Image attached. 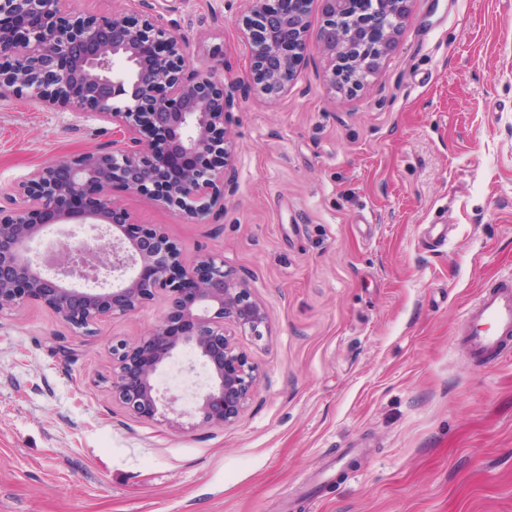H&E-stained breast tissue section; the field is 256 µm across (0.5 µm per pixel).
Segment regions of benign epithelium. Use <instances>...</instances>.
Listing matches in <instances>:
<instances>
[{
	"label": "benign epithelium",
	"mask_w": 512,
	"mask_h": 512,
	"mask_svg": "<svg viewBox=\"0 0 512 512\" xmlns=\"http://www.w3.org/2000/svg\"><path fill=\"white\" fill-rule=\"evenodd\" d=\"M323 23L311 33L315 3ZM241 18L251 56L247 81L273 100L286 93L310 39L330 58L329 82L350 91L387 57L412 0H246ZM220 63L197 67L188 45L147 12L95 14L75 0H0V100L24 95L48 110L91 112L113 124L112 146L35 171L21 197L0 205V315L50 310L78 336L156 300L166 314L143 336L112 350V399L153 420L177 396L155 385L185 349L207 368L199 424L234 422L257 369L233 336L260 338L265 307L221 256L184 259L159 226L137 225L112 204L120 184L205 223L224 210L226 115L241 80H213ZM54 224H90L106 250L86 265L66 250L50 264L31 244Z\"/></svg>",
	"instance_id": "benign-epithelium-1"
}]
</instances>
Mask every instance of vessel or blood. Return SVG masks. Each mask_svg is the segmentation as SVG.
<instances>
[{
  "label": "vessel or blood",
  "mask_w": 512,
  "mask_h": 512,
  "mask_svg": "<svg viewBox=\"0 0 512 512\" xmlns=\"http://www.w3.org/2000/svg\"><path fill=\"white\" fill-rule=\"evenodd\" d=\"M457 340L481 362H491L500 356L512 340V280L479 290L466 309Z\"/></svg>",
  "instance_id": "vessel-or-blood-1"
}]
</instances>
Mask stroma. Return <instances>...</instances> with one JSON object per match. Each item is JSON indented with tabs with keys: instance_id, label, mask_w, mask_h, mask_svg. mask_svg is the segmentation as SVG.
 I'll use <instances>...</instances> for the list:
<instances>
[{
	"instance_id": "35a3bbf8",
	"label": "stroma",
	"mask_w": 512,
	"mask_h": 512,
	"mask_svg": "<svg viewBox=\"0 0 512 512\" xmlns=\"http://www.w3.org/2000/svg\"><path fill=\"white\" fill-rule=\"evenodd\" d=\"M244 0H178L194 59L251 65ZM316 43L287 95L227 115L223 215L112 191L187 259L222 256L267 310L238 343L259 369L238 420L184 433L113 401L110 346L156 301L78 336L47 309L0 316V512H512V348L455 340L481 287L512 278V0H412L393 51L352 94ZM88 112L0 101V192L109 143ZM448 227L439 247L423 237Z\"/></svg>"
}]
</instances>
